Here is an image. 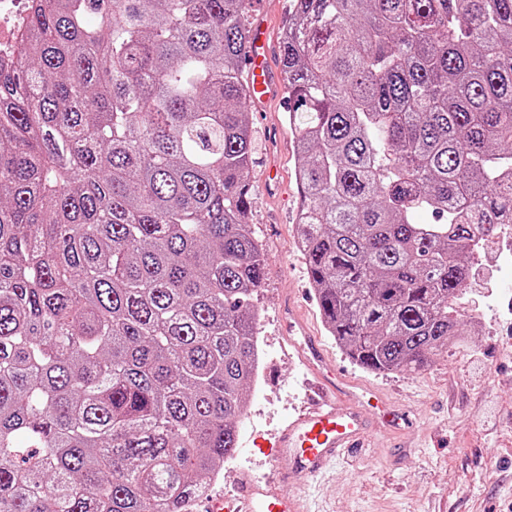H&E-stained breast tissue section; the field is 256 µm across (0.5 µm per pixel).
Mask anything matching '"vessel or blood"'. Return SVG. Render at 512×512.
<instances>
[{
  "label": "vessel or blood",
  "mask_w": 512,
  "mask_h": 512,
  "mask_svg": "<svg viewBox=\"0 0 512 512\" xmlns=\"http://www.w3.org/2000/svg\"><path fill=\"white\" fill-rule=\"evenodd\" d=\"M270 53L268 25L256 19L244 56L249 104L267 103L280 88L283 77L272 67ZM283 333L315 376L309 405L276 437L267 457L270 478L240 474L230 493L200 500V512H308L306 487L336 458L364 447L374 426L396 432L411 422L407 406L332 371L319 340L290 304L283 308Z\"/></svg>",
  "instance_id": "1"
}]
</instances>
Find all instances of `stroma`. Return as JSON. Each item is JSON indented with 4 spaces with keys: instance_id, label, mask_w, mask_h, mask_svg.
<instances>
[{
    "instance_id": "1",
    "label": "stroma",
    "mask_w": 512,
    "mask_h": 512,
    "mask_svg": "<svg viewBox=\"0 0 512 512\" xmlns=\"http://www.w3.org/2000/svg\"><path fill=\"white\" fill-rule=\"evenodd\" d=\"M287 112L282 93L247 112L254 137L250 224L268 257L253 300L266 364L262 383L246 392L242 448L225 461L214 492L230 491L243 472L267 475L270 441L308 403L309 373L280 334L282 301L291 296L336 369L411 401L421 419L417 433L401 438L411 453L394 448L392 436L377 428L365 447L337 460L309 491L315 512H512V293L500 288L493 266L473 267L454 303L462 334L423 370L371 373L353 364L326 330L296 246L299 198ZM272 158L281 183L276 195L262 189Z\"/></svg>"
}]
</instances>
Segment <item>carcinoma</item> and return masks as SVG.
<instances>
[{
	"mask_svg": "<svg viewBox=\"0 0 512 512\" xmlns=\"http://www.w3.org/2000/svg\"><path fill=\"white\" fill-rule=\"evenodd\" d=\"M248 3L36 0L0 70V512H187L235 451ZM279 65L321 317L418 372L512 224V0H292Z\"/></svg>",
	"mask_w": 512,
	"mask_h": 512,
	"instance_id": "obj_1",
	"label": "carcinoma"
}]
</instances>
